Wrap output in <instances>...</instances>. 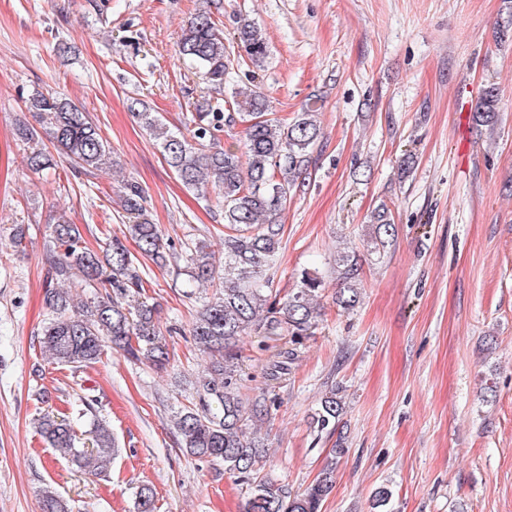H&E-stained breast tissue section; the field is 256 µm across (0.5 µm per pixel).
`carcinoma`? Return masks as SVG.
Here are the masks:
<instances>
[{"label": "carcinoma", "instance_id": "carcinoma-1", "mask_svg": "<svg viewBox=\"0 0 512 512\" xmlns=\"http://www.w3.org/2000/svg\"><path fill=\"white\" fill-rule=\"evenodd\" d=\"M235 42L250 62L261 68L267 58V42L251 20L239 17ZM180 53L204 77L221 89L229 77V54L224 32L209 10H201L184 28ZM498 91L485 85L478 91L473 120L478 127L498 121ZM232 112L198 110L193 136L173 132L155 112L137 99L129 109L139 123L157 139L162 156L187 188L214 187L224 208V272L220 291L199 310L190 334L208 363L195 381L198 406L175 412L174 427L180 448L190 457L224 464V471L250 486L243 512H321L333 486L337 459L346 453L338 438L332 454L315 482L302 493L260 476L259 462L265 453L263 438L248 431L251 423L269 417L272 405L264 393L246 400L238 387L237 342L243 336L288 334L291 347L277 353L275 367L298 356L301 339L313 334L321 316L319 298L323 278L305 272L300 287L277 297L270 288L268 272L283 235L282 216L291 192L305 186L313 149L321 137L316 113L306 109L292 120L271 118L266 98L249 86L232 91ZM32 121L17 124L16 135L29 145L27 167L37 173L50 168L53 156L39 146L45 132L56 153L84 171L98 170L110 159V147L85 109L68 98L35 91L25 101ZM243 126L239 143L227 148L207 147L224 127ZM122 209L132 218L128 234L139 253L155 263L166 261L163 235L153 223L144 189L135 182L122 185ZM395 228L390 210L382 206L370 217L367 251L380 255L393 245ZM51 279L56 286L45 291L51 312L41 338L43 354L55 362L78 369L96 363L110 346L127 358L145 362L157 370L170 363V352L155 314V304L141 299L144 288L138 257L119 238L103 254L85 245L79 227L66 215L58 217L52 230ZM191 277L199 285L215 278V256L204 242L187 249ZM89 285L104 289L96 300L76 307L64 288L75 275ZM359 256L337 255L334 275L338 290L336 305L354 309L360 301ZM345 410L342 389L332 385L321 397L312 416L317 432L336 431V421ZM44 441L84 474L101 478L109 474L118 452L110 425L97 420L87 430L89 446H76L77 435L70 421L51 413L35 420ZM136 512H155V491L141 485L136 494ZM42 512H70L67 502L46 488Z\"/></svg>", "mask_w": 512, "mask_h": 512}]
</instances>
